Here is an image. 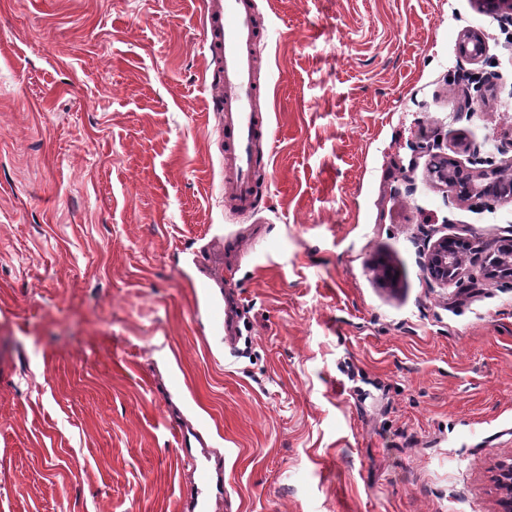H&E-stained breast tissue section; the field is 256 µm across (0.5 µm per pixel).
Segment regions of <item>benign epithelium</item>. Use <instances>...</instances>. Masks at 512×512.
Returning a JSON list of instances; mask_svg holds the SVG:
<instances>
[{"mask_svg":"<svg viewBox=\"0 0 512 512\" xmlns=\"http://www.w3.org/2000/svg\"><path fill=\"white\" fill-rule=\"evenodd\" d=\"M478 10L512 16V0H474ZM460 53L477 61L484 55L481 36L468 31L460 41ZM441 162L428 169L430 181L437 187L451 189L460 201L512 202V158L496 164L472 156L461 160L440 154ZM423 272L432 286L439 288L450 284L472 288L478 279L512 280V227L497 239L482 240L476 237L443 235L432 239L428 234L420 249ZM482 258L479 275L471 272L477 258ZM500 483L506 494L500 512H512V458L500 465Z\"/></svg>","mask_w":512,"mask_h":512,"instance_id":"obj_1","label":"benign epithelium"}]
</instances>
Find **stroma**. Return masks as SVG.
<instances>
[{
    "label": "stroma",
    "instance_id": "35a3bbf8",
    "mask_svg": "<svg viewBox=\"0 0 512 512\" xmlns=\"http://www.w3.org/2000/svg\"><path fill=\"white\" fill-rule=\"evenodd\" d=\"M254 14L242 212L204 0H0V512H185L175 420L223 465L211 512H497L512 281L431 286L419 243L512 225L432 185L426 150L512 157V22L473 0ZM217 267L230 344L196 303Z\"/></svg>",
    "mask_w": 512,
    "mask_h": 512
}]
</instances>
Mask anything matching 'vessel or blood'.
<instances>
[{"instance_id": "obj_1", "label": "vessel or blood", "mask_w": 512, "mask_h": 512, "mask_svg": "<svg viewBox=\"0 0 512 512\" xmlns=\"http://www.w3.org/2000/svg\"><path fill=\"white\" fill-rule=\"evenodd\" d=\"M255 42L252 0H206L203 43L217 63L210 86L222 114L224 146L234 164L237 203L245 211L255 203L253 145L263 134V117L253 109L258 93L253 75ZM199 288L210 322L223 330L225 340H232L238 329L236 307L210 300L208 282H200ZM222 487L221 470L205 461L196 464L187 489L189 512H206L211 492Z\"/></svg>"}]
</instances>
